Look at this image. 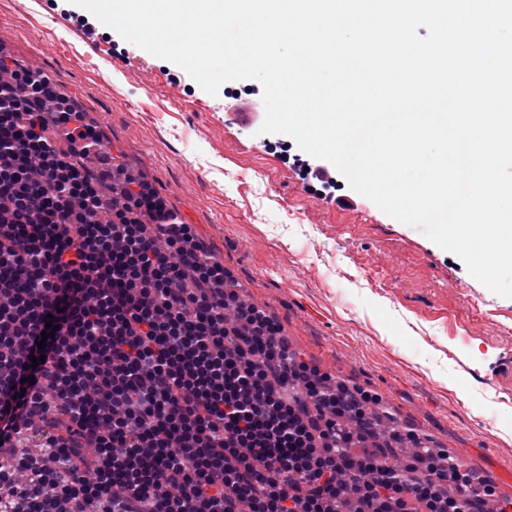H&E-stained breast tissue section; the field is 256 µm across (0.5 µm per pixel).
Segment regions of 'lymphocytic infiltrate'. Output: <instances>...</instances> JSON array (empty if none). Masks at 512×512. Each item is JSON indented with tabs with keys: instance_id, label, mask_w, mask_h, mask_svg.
Segmentation results:
<instances>
[{
	"instance_id": "1",
	"label": "lymphocytic infiltrate",
	"mask_w": 512,
	"mask_h": 512,
	"mask_svg": "<svg viewBox=\"0 0 512 512\" xmlns=\"http://www.w3.org/2000/svg\"><path fill=\"white\" fill-rule=\"evenodd\" d=\"M98 142L0 60V512H483L447 452L393 467L372 394L290 358L153 189L104 197Z\"/></svg>"
}]
</instances>
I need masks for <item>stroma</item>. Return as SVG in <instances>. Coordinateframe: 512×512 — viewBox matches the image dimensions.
Segmentation results:
<instances>
[{"instance_id": "stroma-1", "label": "stroma", "mask_w": 512, "mask_h": 512, "mask_svg": "<svg viewBox=\"0 0 512 512\" xmlns=\"http://www.w3.org/2000/svg\"><path fill=\"white\" fill-rule=\"evenodd\" d=\"M92 19L71 0H0V56L55 80L296 353L512 499V298L370 199L341 211L308 192L306 153L238 125L227 88L209 95L102 24L89 50Z\"/></svg>"}]
</instances>
